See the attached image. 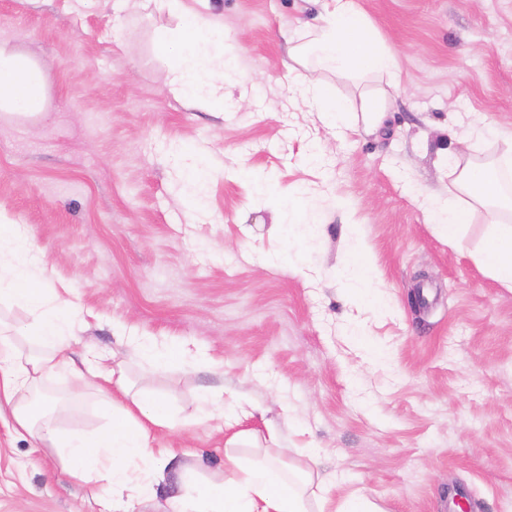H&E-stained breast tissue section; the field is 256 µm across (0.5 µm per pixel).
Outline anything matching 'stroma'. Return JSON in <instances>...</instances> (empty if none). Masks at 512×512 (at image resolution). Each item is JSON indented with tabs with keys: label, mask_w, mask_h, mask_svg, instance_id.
Wrapping results in <instances>:
<instances>
[{
	"label": "stroma",
	"mask_w": 512,
	"mask_h": 512,
	"mask_svg": "<svg viewBox=\"0 0 512 512\" xmlns=\"http://www.w3.org/2000/svg\"><path fill=\"white\" fill-rule=\"evenodd\" d=\"M234 48L230 103L173 96L159 38L180 17L142 0H0V46L42 64L46 116H0V221L27 225L71 289L81 341L120 330L176 351L131 367L181 427L206 476L224 466L222 418L191 424L198 397L232 387L262 402L264 430L291 416L289 448H312L336 495L382 512H512V293L426 222L448 201L449 154L499 158L512 130V0H359L398 52L400 89L383 126L344 132L288 91L282 26L312 0H185ZM313 197L305 223L287 203ZM360 246L384 308L345 289ZM385 347L387 367L362 360ZM110 421L92 396L61 425ZM0 512H112L51 450L0 420Z\"/></svg>",
	"instance_id": "obj_1"
}]
</instances>
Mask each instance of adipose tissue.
<instances>
[{
	"mask_svg": "<svg viewBox=\"0 0 512 512\" xmlns=\"http://www.w3.org/2000/svg\"><path fill=\"white\" fill-rule=\"evenodd\" d=\"M145 6L183 16L175 45L166 46L171 58L169 85L178 97L203 105L220 98L232 68L216 53L223 34L216 22L185 13L182 0H143ZM288 45V86L299 93L311 111L323 113L329 123L354 128L364 122L380 128L392 93L399 88L396 52L379 35L358 0H323L318 23L283 30ZM356 82L381 80L366 91L359 111L337 97L327 75ZM40 63L0 47V112L26 116L46 113ZM449 195L462 204L429 207L427 223L437 225L449 244H457L463 226L476 208H484L491 231L473 256L484 273L512 291V195L505 193L493 167L460 152L447 161ZM50 270L43 252L23 224H0V303L24 309L33 317L31 350L17 343L15 329L0 327V412L8 411L16 430L53 449L73 481L99 478L112 497L114 512H133L148 500L152 479H165L178 452L156 445L155 433L173 426L164 401L146 388H135L129 376L132 361L153 367L169 361L153 340L127 333L126 352L86 348L79 356L68 352L73 340L74 314L68 300L47 286ZM70 379L69 394L80 399L93 394L112 409L109 427L87 438L64 433L59 419L64 406L46 392L59 376ZM224 450V478L192 488L181 473L183 493L173 496L168 512H381L361 490L338 497L312 462L292 467L274 424L265 431L240 430Z\"/></svg>",
	"mask_w": 512,
	"mask_h": 512,
	"instance_id": "ef3b65f1",
	"label": "adipose tissue"
}]
</instances>
